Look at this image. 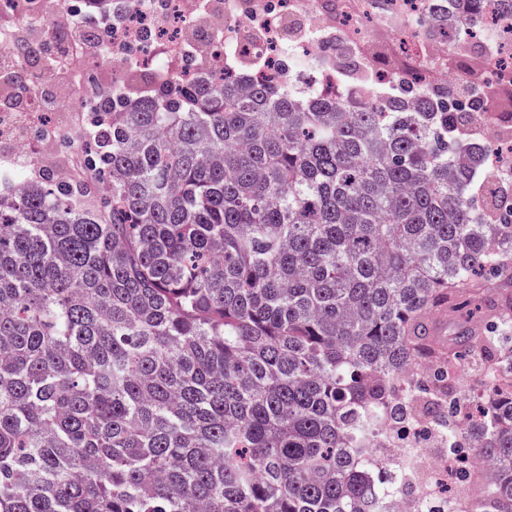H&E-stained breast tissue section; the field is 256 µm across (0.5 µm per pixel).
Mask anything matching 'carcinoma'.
I'll list each match as a JSON object with an SVG mask.
<instances>
[{
  "label": "carcinoma",
  "mask_w": 512,
  "mask_h": 512,
  "mask_svg": "<svg viewBox=\"0 0 512 512\" xmlns=\"http://www.w3.org/2000/svg\"><path fill=\"white\" fill-rule=\"evenodd\" d=\"M424 2L428 40L512 18ZM219 55L78 99L87 180L0 167V512H365L397 382L434 359L409 393L455 410L448 364L512 374V206L474 137L512 82L459 112L374 67L345 111L186 77ZM477 275L487 320L447 345L428 319ZM485 397L448 456L490 464L477 512H512V394Z\"/></svg>",
  "instance_id": "carcinoma-1"
}]
</instances>
